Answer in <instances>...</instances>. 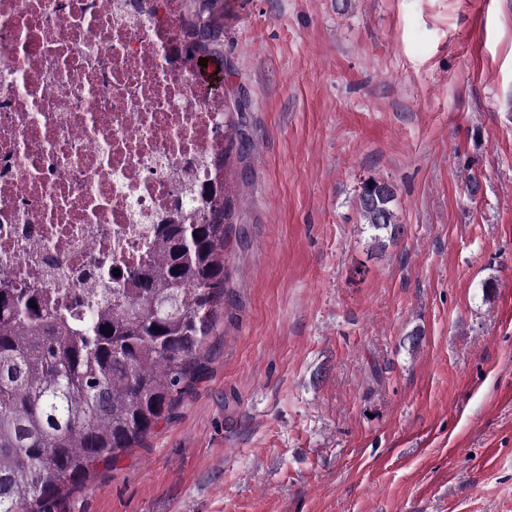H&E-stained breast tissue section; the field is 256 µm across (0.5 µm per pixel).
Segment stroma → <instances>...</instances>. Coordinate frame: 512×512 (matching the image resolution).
I'll return each mask as SVG.
<instances>
[{"label": "stroma", "instance_id": "obj_1", "mask_svg": "<svg viewBox=\"0 0 512 512\" xmlns=\"http://www.w3.org/2000/svg\"><path fill=\"white\" fill-rule=\"evenodd\" d=\"M223 3L247 157L219 330L45 512H512V0ZM370 177L404 227L381 251ZM369 182H373L369 186ZM396 189L384 180L369 179L363 182L357 194V210L362 224L370 232L372 245L383 248L387 242H395L401 234L395 211Z\"/></svg>", "mask_w": 512, "mask_h": 512}]
</instances>
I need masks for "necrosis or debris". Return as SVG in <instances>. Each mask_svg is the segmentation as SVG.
<instances>
[{
  "instance_id": "necrosis-or-debris-1",
  "label": "necrosis or debris",
  "mask_w": 512,
  "mask_h": 512,
  "mask_svg": "<svg viewBox=\"0 0 512 512\" xmlns=\"http://www.w3.org/2000/svg\"><path fill=\"white\" fill-rule=\"evenodd\" d=\"M179 0H0V288L51 300L140 266L224 148Z\"/></svg>"
}]
</instances>
